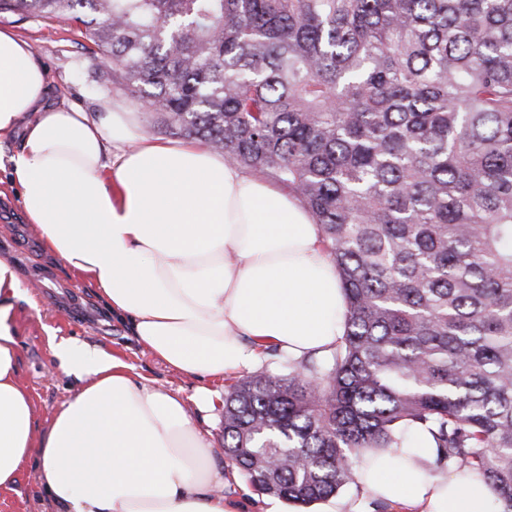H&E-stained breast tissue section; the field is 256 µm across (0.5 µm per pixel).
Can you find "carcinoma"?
<instances>
[{
    "label": "carcinoma",
    "instance_id": "obj_1",
    "mask_svg": "<svg viewBox=\"0 0 512 512\" xmlns=\"http://www.w3.org/2000/svg\"><path fill=\"white\" fill-rule=\"evenodd\" d=\"M68 15L165 129L288 188L346 296L325 357L225 379V460L310 505L427 433L512 512V0H0Z\"/></svg>",
    "mask_w": 512,
    "mask_h": 512
}]
</instances>
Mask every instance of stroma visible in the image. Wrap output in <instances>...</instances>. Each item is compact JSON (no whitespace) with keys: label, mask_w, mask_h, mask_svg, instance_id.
Returning a JSON list of instances; mask_svg holds the SVG:
<instances>
[{"label":"stroma","mask_w":512,"mask_h":512,"mask_svg":"<svg viewBox=\"0 0 512 512\" xmlns=\"http://www.w3.org/2000/svg\"><path fill=\"white\" fill-rule=\"evenodd\" d=\"M5 26L25 38L46 66L52 100L74 103L90 112L120 104L133 112L146 133L169 139L159 119L113 84L111 73L98 68L71 20L2 14L0 27ZM9 178L8 168H1L0 257L9 259L31 284L30 297L14 306L13 324L19 341V379L32 396L40 426L50 423L69 396V379L52 367L49 339L53 336H74L111 351L130 365L135 379L190 398L197 380L169 370L136 346L127 326L107 314L91 285L63 266L45 261L38 234L26 224ZM0 512H54L38 489L36 462L25 466L15 490L0 492Z\"/></svg>","instance_id":"obj_1"}]
</instances>
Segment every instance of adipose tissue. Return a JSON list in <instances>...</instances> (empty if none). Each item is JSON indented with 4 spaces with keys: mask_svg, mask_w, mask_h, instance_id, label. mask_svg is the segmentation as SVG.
I'll use <instances>...</instances> for the list:
<instances>
[{
    "mask_svg": "<svg viewBox=\"0 0 512 512\" xmlns=\"http://www.w3.org/2000/svg\"><path fill=\"white\" fill-rule=\"evenodd\" d=\"M48 94L43 62L0 27V142L20 140L8 162L26 222L144 351L199 385L187 400L112 353L54 338L52 363L77 385L40 428L12 322L28 289L0 258V490L33 460L57 512H239L188 409L211 410L209 381L255 369L267 348L295 362L335 349L346 299L321 230L294 195L198 141ZM433 455L426 434L364 454L359 488L413 512H492L497 493L476 470L433 472Z\"/></svg>",
    "mask_w": 512,
    "mask_h": 512,
    "instance_id": "1",
    "label": "adipose tissue"
}]
</instances>
